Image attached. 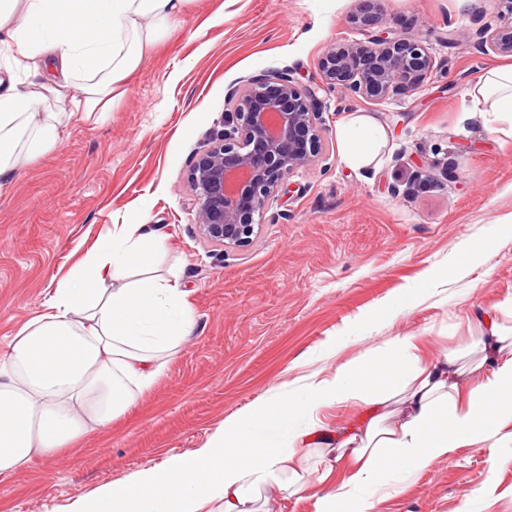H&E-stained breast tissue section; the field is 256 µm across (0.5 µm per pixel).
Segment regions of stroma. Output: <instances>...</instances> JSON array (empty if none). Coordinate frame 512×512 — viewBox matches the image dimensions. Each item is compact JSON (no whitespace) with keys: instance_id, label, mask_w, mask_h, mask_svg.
Returning a JSON list of instances; mask_svg holds the SVG:
<instances>
[{"instance_id":"1","label":"stroma","mask_w":512,"mask_h":512,"mask_svg":"<svg viewBox=\"0 0 512 512\" xmlns=\"http://www.w3.org/2000/svg\"><path fill=\"white\" fill-rule=\"evenodd\" d=\"M374 6L377 30L421 38L438 73L384 102L324 93L322 153L270 201L251 245L225 251L199 235L186 173L223 130L225 96L241 80L286 68L319 83L324 49L362 37L358 0H192L108 119L72 121L0 193V356L113 224L155 226L154 271L185 289L196 322L111 427L0 482V512H60L145 464L192 453L278 387L305 393L398 338L421 337L431 357L455 351L470 365L484 318L512 325L497 313L512 300V122L469 112L466 87L500 58L461 37L498 4ZM356 111L389 135L369 170L338 154L337 124ZM423 160L432 181L416 194L409 181ZM403 288L416 291L407 309H388ZM371 498L372 512H512V446L462 448L414 476L392 470Z\"/></svg>"}]
</instances>
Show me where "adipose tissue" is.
<instances>
[{
  "mask_svg": "<svg viewBox=\"0 0 512 512\" xmlns=\"http://www.w3.org/2000/svg\"><path fill=\"white\" fill-rule=\"evenodd\" d=\"M191 0H0V193L54 150L75 119L105 114L143 58L176 27ZM26 81H17L15 70ZM470 109L512 115V65L486 69L467 90ZM342 162L377 165L384 127L353 112L336 128ZM148 224H114L103 242L56 280L45 313L27 322L0 358V480L35 457L52 458L111 425L151 389L162 356L195 328L186 291L152 274L158 248ZM484 357L463 380L456 354L431 361L418 337L375 349L363 362L301 396L285 392L225 420L191 455L147 465L104 484L64 512H260L262 488L300 492L307 432L322 405L360 400L400 419H373L337 436L338 453L316 466L314 512H369L365 492L404 466L419 473L512 425V336L488 321Z\"/></svg>",
  "mask_w": 512,
  "mask_h": 512,
  "instance_id": "1",
  "label": "adipose tissue"
}]
</instances>
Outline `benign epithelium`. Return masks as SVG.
I'll return each mask as SVG.
<instances>
[{
    "mask_svg": "<svg viewBox=\"0 0 512 512\" xmlns=\"http://www.w3.org/2000/svg\"><path fill=\"white\" fill-rule=\"evenodd\" d=\"M360 2L356 23L366 38L326 48L317 62L321 84L301 85L280 70L229 92L223 132L187 174L195 223L207 241L224 248L249 245L287 178L315 161L324 125L319 92L386 101L421 89L437 71L429 48L417 38L373 31L369 0ZM474 45L485 54L512 56V0H500L496 24L486 25Z\"/></svg>",
    "mask_w": 512,
    "mask_h": 512,
    "instance_id": "benign-epithelium-1",
    "label": "benign epithelium"
}]
</instances>
